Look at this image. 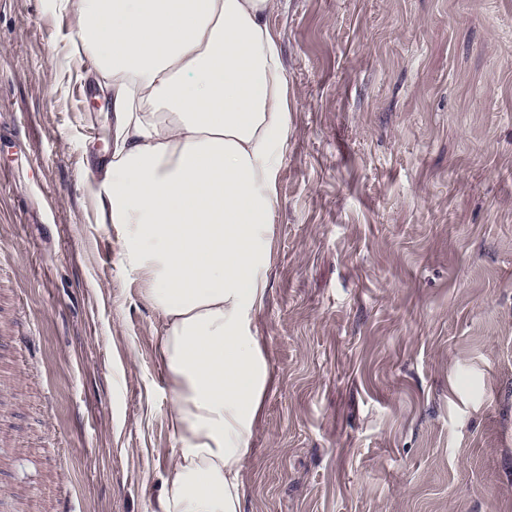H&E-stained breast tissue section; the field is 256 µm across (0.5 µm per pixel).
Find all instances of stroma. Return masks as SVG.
I'll use <instances>...</instances> for the list:
<instances>
[{"mask_svg":"<svg viewBox=\"0 0 512 512\" xmlns=\"http://www.w3.org/2000/svg\"><path fill=\"white\" fill-rule=\"evenodd\" d=\"M288 150L243 512H512V0H278ZM70 13L0 0V512H151L160 318Z\"/></svg>","mask_w":512,"mask_h":512,"instance_id":"stroma-1","label":"stroma"}]
</instances>
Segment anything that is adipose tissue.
<instances>
[{"instance_id": "obj_1", "label": "adipose tissue", "mask_w": 512, "mask_h": 512, "mask_svg": "<svg viewBox=\"0 0 512 512\" xmlns=\"http://www.w3.org/2000/svg\"><path fill=\"white\" fill-rule=\"evenodd\" d=\"M50 5L112 79V155L88 190L162 321L173 447L152 512H242L290 126L276 0Z\"/></svg>"}]
</instances>
